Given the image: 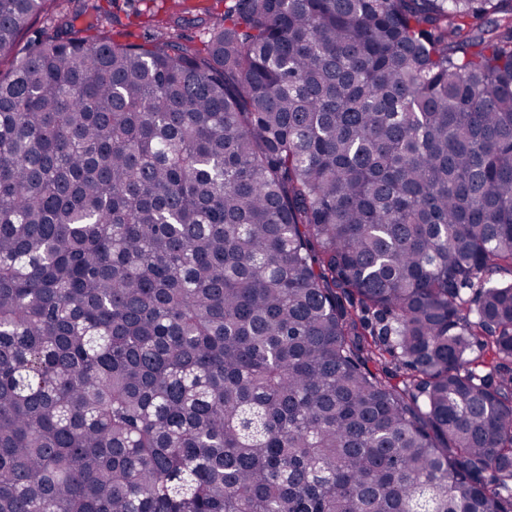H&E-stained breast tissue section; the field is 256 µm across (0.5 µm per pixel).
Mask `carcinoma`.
I'll return each instance as SVG.
<instances>
[{"instance_id": "obj_1", "label": "carcinoma", "mask_w": 512, "mask_h": 512, "mask_svg": "<svg viewBox=\"0 0 512 512\" xmlns=\"http://www.w3.org/2000/svg\"><path fill=\"white\" fill-rule=\"evenodd\" d=\"M69 4L0 0V512H512V0ZM171 0H75L73 9L87 8L88 13L99 11L107 21V29L119 41L138 40L142 28L137 26L138 20L133 12L142 14H157L158 17H167L177 12L181 19L196 20L208 18L224 13V0H181L172 7Z\"/></svg>"}]
</instances>
